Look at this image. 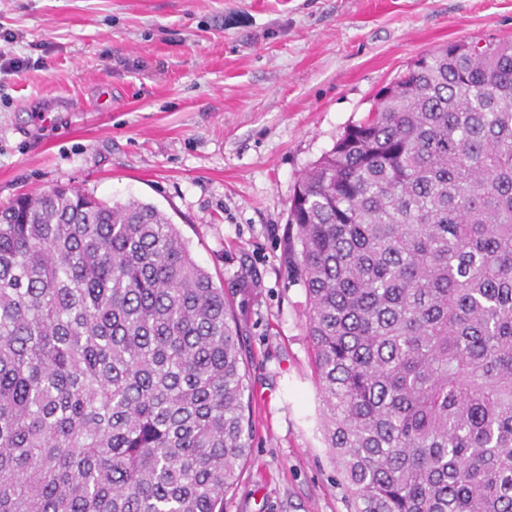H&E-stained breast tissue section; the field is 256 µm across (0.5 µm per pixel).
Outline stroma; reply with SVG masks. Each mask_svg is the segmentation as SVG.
Here are the masks:
<instances>
[{
  "mask_svg": "<svg viewBox=\"0 0 512 512\" xmlns=\"http://www.w3.org/2000/svg\"><path fill=\"white\" fill-rule=\"evenodd\" d=\"M461 40L512 41V0H0V205L58 184L153 204L238 316L251 438L224 512H349L289 201L382 86Z\"/></svg>",
  "mask_w": 512,
  "mask_h": 512,
  "instance_id": "35a3bbf8",
  "label": "stroma"
}]
</instances>
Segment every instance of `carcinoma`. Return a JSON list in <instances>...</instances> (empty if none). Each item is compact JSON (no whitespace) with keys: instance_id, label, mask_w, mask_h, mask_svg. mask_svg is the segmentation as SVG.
<instances>
[{"instance_id":"obj_1","label":"carcinoma","mask_w":512,"mask_h":512,"mask_svg":"<svg viewBox=\"0 0 512 512\" xmlns=\"http://www.w3.org/2000/svg\"><path fill=\"white\" fill-rule=\"evenodd\" d=\"M298 179L318 431L352 512H512V42H450ZM224 288L155 205L0 207V512H224Z\"/></svg>"}]
</instances>
